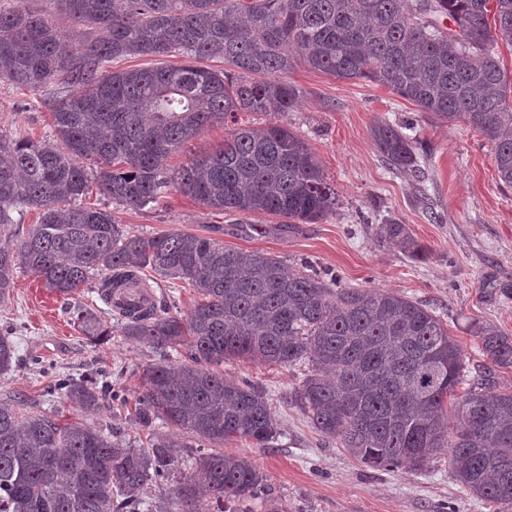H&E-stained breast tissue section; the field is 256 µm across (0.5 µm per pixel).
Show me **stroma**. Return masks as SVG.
<instances>
[{
  "label": "stroma",
  "instance_id": "1",
  "mask_svg": "<svg viewBox=\"0 0 512 512\" xmlns=\"http://www.w3.org/2000/svg\"><path fill=\"white\" fill-rule=\"evenodd\" d=\"M288 79L303 92L293 111L243 112L239 122L285 124L304 138L338 198L322 221L289 226L275 215L227 213L175 190L145 208L113 205L97 191L89 203L108 209L133 234L208 237L228 248L278 256L292 271L307 262L351 288L407 295L441 315L465 357L464 381L472 383L485 364L476 325L512 334V187L498 177L491 143L464 123L435 119L364 79L341 80L300 63ZM44 99V92L0 82V136L49 135L52 119ZM379 119L413 122L426 150L423 177L386 166L370 136ZM388 219L406 225L422 257L381 234ZM92 304L115 325V315L90 286L66 301L45 291L33 275L18 273L0 297V333L12 337L19 357L12 370L0 374V399L32 412L59 413L65 421L79 419L142 445L147 433L134 417L140 375L159 356L117 332L104 344H89L69 308ZM224 372L265 390L281 436L267 448L234 438L222 449L255 461L284 512H503L502 505L462 487L447 449L419 471L373 469L354 459L339 441L317 432L296 405L301 368L242 359L225 364ZM82 373L102 374L110 391L92 413L48 389L56 377Z\"/></svg>",
  "mask_w": 512,
  "mask_h": 512
}]
</instances>
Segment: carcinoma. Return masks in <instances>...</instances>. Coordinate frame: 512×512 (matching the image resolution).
Wrapping results in <instances>:
<instances>
[{
    "mask_svg": "<svg viewBox=\"0 0 512 512\" xmlns=\"http://www.w3.org/2000/svg\"><path fill=\"white\" fill-rule=\"evenodd\" d=\"M50 2L90 35L63 40L47 11L0 8V81L46 90L62 142L0 136V296L19 269L64 300L101 273L104 300L117 288H146L147 268L196 288L184 316L131 303L112 307L120 317L113 328L94 307L74 311L92 343L116 330L162 353L141 373L136 420L151 431L170 425L200 452L198 476L178 481L159 512H253L257 502L283 512L250 458L201 451L231 438L266 448L279 436L265 391L224 375V363L243 358L305 368L296 404L367 466L421 469L446 448L466 490L512 504V392L493 385V368L512 367L511 335L477 327L489 366L459 395L461 350L425 305L342 287L310 269L290 274L277 256L213 239L131 234L110 212L85 205L94 183L119 206L147 207L175 189L217 210L323 220L336 192L305 141L284 125H238L241 112L298 105L302 90L287 79L297 59L337 79L383 85L421 112L479 131L512 186V77L497 53L501 42L512 46V0ZM441 18L455 28H441ZM131 55L194 62L112 69ZM213 59L230 70L198 65ZM229 124L221 150L168 168L197 134ZM411 129L380 119L371 137L393 170L419 174ZM28 208L39 222L20 238L12 214ZM380 232L423 253L394 220ZM15 353L0 335V373L13 368ZM50 389L86 413L103 399L93 377L57 379ZM178 448L162 435L138 448L0 401V512H139L150 484L175 477Z\"/></svg>",
    "mask_w": 512,
    "mask_h": 512,
    "instance_id": "obj_1",
    "label": "carcinoma"
}]
</instances>
